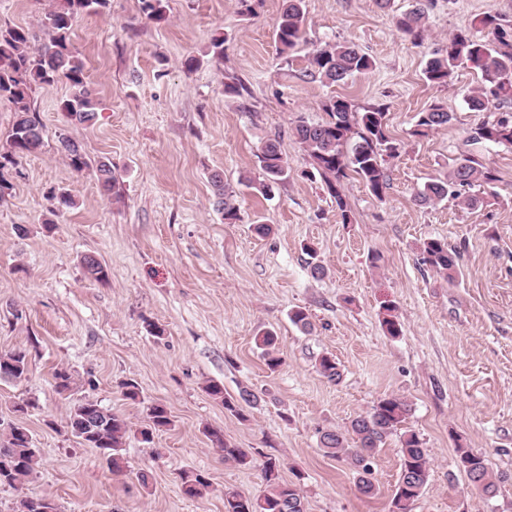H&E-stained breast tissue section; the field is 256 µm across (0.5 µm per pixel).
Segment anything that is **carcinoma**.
<instances>
[{
	"instance_id": "1",
	"label": "carcinoma",
	"mask_w": 512,
	"mask_h": 512,
	"mask_svg": "<svg viewBox=\"0 0 512 512\" xmlns=\"http://www.w3.org/2000/svg\"><path fill=\"white\" fill-rule=\"evenodd\" d=\"M142 13L150 20L166 19L165 0H139ZM110 0H56L45 14L43 40L22 26H0V99L14 106L15 120L8 134L9 150L0 153V169L17 164V159L35 153L44 144L45 129L40 115L31 108L33 89L51 85L60 80L69 84L71 93L61 101L60 111L69 124L90 125L97 119L96 102L85 74L84 63L74 55L70 35L76 21L89 14H100L109 8ZM483 37L476 38L466 32L448 37V42L436 48L424 69L425 80L434 86L450 83L457 63L465 62L480 74V85L468 97V105L476 112H498L492 120L472 128L469 139L475 143L492 142L512 146V24H505L495 15L485 14L478 19ZM395 27L414 44L421 45L428 36L427 4L415 0L409 11L395 18ZM280 53L292 55L307 42L306 18L303 0H283L282 11L275 30ZM373 68L372 59L356 44L343 41L326 43L308 54L303 76L319 79L328 85L346 83L356 75ZM328 119L309 123L300 117L294 122L292 134L300 148L310 158L312 168L303 171L304 177L321 178L328 193L335 199L342 219L349 220L340 188L341 182L352 171L370 191L382 197L388 186L385 162L397 153V147L386 133V107L371 106L359 112L344 97H332L325 104ZM453 115L443 105L432 103L417 113V131L423 133L448 125ZM59 151L76 172L90 168L83 146L67 134L57 135ZM260 177L244 178L242 184L253 193L264 197L273 188L288 180L292 168L275 138L266 140L257 155ZM94 177L101 189L110 193L115 188L112 164L97 163ZM494 176L476 159L463 156L453 164L448 175L425 184L417 201L430 204L448 197L465 209L481 204L477 197L462 193L475 183L489 184ZM214 207L227 222L239 219L237 195L224 185L223 173L210 174ZM422 262L437 275L451 281L460 271V255L448 248V243L430 238L419 247ZM85 276L96 282L108 278V270L94 256L81 260ZM256 345L262 350L267 368L277 370L282 364L278 337L270 330L258 336ZM29 350L16 349L0 354V382H13L25 378L28 372ZM319 373L331 383L339 381L341 372L336 360L323 356L318 362ZM206 392L224 405V409L238 415L243 406L257 401L248 388L240 389L237 397L224 394V386L212 382ZM410 403L398 396L387 395L377 401L365 414L353 417L342 429L326 430L320 436V445L326 453L346 461L356 473L358 489L372 494L375 487L363 475L359 464L372 456L385 444L386 438L398 431L411 414ZM67 426L70 432L91 448L99 449L114 472L125 468L121 450L132 432L127 421L100 403L83 399L69 410ZM173 419L162 403L148 407V424L137 431L139 440L151 444L156 435L169 430ZM224 460L240 466L253 463L242 448L228 444L224 436L209 433ZM40 456L27 428L11 423L0 431V486L20 487L33 473ZM458 466L465 472L470 484L485 498L499 493L506 476L493 473L484 456L469 448L457 449ZM265 489L258 496L245 495L237 490L224 491V512H306L304 495L294 483L283 481L279 465L271 458L261 467ZM430 476L426 448L419 436L407 431L403 435L400 475L392 504L399 512H411V505L420 496ZM183 493L195 497L208 486L207 478L194 471L180 474ZM17 512H57L49 498L23 497Z\"/></svg>"
}]
</instances>
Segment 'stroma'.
<instances>
[{"label":"stroma","mask_w":512,"mask_h":512,"mask_svg":"<svg viewBox=\"0 0 512 512\" xmlns=\"http://www.w3.org/2000/svg\"><path fill=\"white\" fill-rule=\"evenodd\" d=\"M53 0H0V24L37 31ZM308 42L284 59L275 39L282 0H261L252 16L239 0H166L167 19L146 18L139 0H111L83 16L72 50L84 63L96 101L93 125L66 124L58 103L65 82L35 89L31 106L45 126L44 147L5 169L10 196L0 201V352L30 351L25 378L0 382V421L26 427L40 450L20 489L0 487V512L20 498H51L59 512H224V491L256 495L259 462L275 459L284 481L299 480L307 512H390L401 442L391 435L371 459L376 493L356 487L354 471L329 456L320 435L344 427L387 395L407 399L406 426L422 439L430 477L411 512H512V147L472 143L484 112L466 103L479 75L455 69L444 87L427 85L423 69L449 34L473 29L483 14L512 23V0H434L431 36L414 45L394 25L412 0H304ZM223 38L224 57L211 43ZM348 40L374 61L340 86L305 79L306 55ZM195 57L200 66L187 71ZM238 87L226 92V84ZM345 96L357 108H387V133L398 145L388 159L390 184L376 198L356 175L343 181L351 221L343 223L321 181L302 177L309 159L294 140L297 117L324 121L325 101ZM453 114L447 127L414 135L416 115L431 103ZM82 143L91 160L108 159L121 196H104L90 173H76L58 150L57 134ZM279 137L292 175L264 199L239 184L258 176L263 143ZM465 155L490 168L492 186H472L483 206L417 202L429 181ZM224 173L239 194L240 219L225 223L213 205L209 175ZM76 202L45 226L49 189ZM271 225L270 235L254 227ZM438 238L461 255L453 281L422 263L418 247ZM314 243L326 268L313 278L301 246ZM95 255L109 277L82 269ZM400 336L382 326L386 306ZM305 310L311 330L290 315ZM164 330L151 336L149 324ZM274 331L283 359L264 364L255 337ZM335 357L342 377L324 379L317 361ZM64 367L74 389L58 393ZM134 380L139 402L119 388ZM255 392L243 416L225 410L205 387ZM100 402L132 428L146 406L166 405L173 427L153 443L129 438L123 472L109 470L98 449L67 427L69 406ZM26 401L27 412L15 413ZM250 452L255 466L225 461L208 433ZM485 456L509 480L485 499L458 468L456 451ZM209 485L190 498L182 471ZM147 472L149 488L137 475Z\"/></svg>","instance_id":"obj_1"}]
</instances>
